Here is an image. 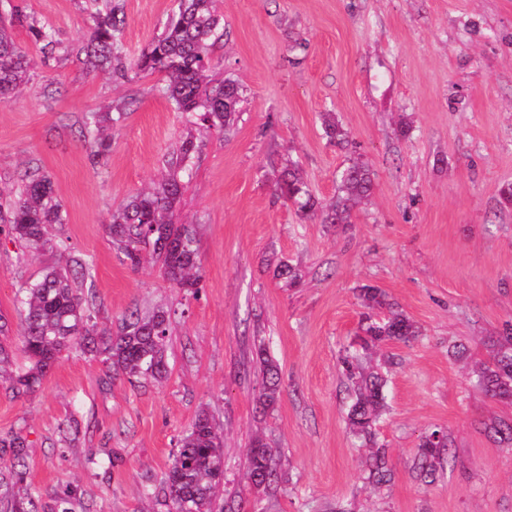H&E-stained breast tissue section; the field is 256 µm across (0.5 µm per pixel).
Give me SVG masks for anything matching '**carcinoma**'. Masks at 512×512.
<instances>
[{
    "label": "carcinoma",
    "mask_w": 512,
    "mask_h": 512,
    "mask_svg": "<svg viewBox=\"0 0 512 512\" xmlns=\"http://www.w3.org/2000/svg\"><path fill=\"white\" fill-rule=\"evenodd\" d=\"M93 26L78 49L91 72L104 71L126 77L129 66L143 73H159L166 79L164 93L177 112L203 130L220 134L229 128L242 103L240 85L229 78L210 79L220 66L212 48L224 39V16L214 7L215 0H174L173 11L164 32L153 38L133 62L122 50L126 25L123 0H84ZM24 29L45 60L57 57L60 41L55 29L24 13L14 0H0V103L14 100L20 87L31 80V62L15 41L16 27ZM125 112L115 107L110 112L90 111L83 115L81 136L89 160L97 164L112 149V136L104 133L106 124L116 126ZM324 133L338 145L349 143L348 133L331 118L324 120ZM204 141L189 137L169 154L168 173L154 186L130 195L112 213L109 231L112 244L132 268L141 263L148 248L161 264L164 276L174 287L196 295L202 281L201 259L196 230L189 224H177L173 217L184 192L180 173L198 154ZM373 185L372 172L354 161L337 177L336 198L323 208L308 190L292 165L283 171L278 194L297 206L306 216L321 212L325 224H347L352 203L367 197ZM68 223L52 178L39 166L29 165L18 176V191L9 203L0 204V224L22 244L17 265L23 266L30 254L54 246L52 227ZM92 265L49 267L41 277L21 285L16 294L23 315L18 333V349L28 365L8 376L4 367L13 356L8 327L0 325V378L6 379L18 394H31L42 385L50 368L65 352H80L97 358L113 374L158 380L166 372L170 311L159 308L148 313L136 310L121 318L117 332L100 328L92 321L90 303L80 293L79 280L92 278ZM360 298L367 312L361 320L360 347L367 351L385 341L408 343L418 336L413 322L392 309L386 294L366 286ZM388 308L384 319L373 318L372 311ZM263 388L259 402L265 409L277 406L281 386L277 366L267 357L260 358ZM354 400L349 412L350 431L369 448L365 459L368 479L376 485L391 481L392 470L385 449L376 446L374 429L386 408L383 376L364 373L359 354L342 358ZM478 384L494 399L512 398V336H500L493 342L491 360L477 374ZM10 455L0 457V512H71L62 497L48 503L35 489L23 493L15 486L26 474L27 445L14 436L3 444ZM449 450L448 435L434 430L419 445L416 469L421 482L436 480L437 463ZM279 450L261 437L253 439L248 452L247 486L264 493L283 482L278 470ZM224 481V448L210 416L202 411L184 433L173 456L161 488L171 502V512H212L211 505Z\"/></svg>",
    "instance_id": "cac0c4a2"
}]
</instances>
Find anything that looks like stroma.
Here are the masks:
<instances>
[{"label": "stroma", "instance_id": "obj_1", "mask_svg": "<svg viewBox=\"0 0 512 512\" xmlns=\"http://www.w3.org/2000/svg\"><path fill=\"white\" fill-rule=\"evenodd\" d=\"M17 2L56 30L63 51L42 62L25 30L15 31L34 72L14 102L0 104V188L40 165L68 222L56 229V248L21 267L17 244L0 235V317L18 332L22 280L75 259L93 265L98 326L117 327L135 309L173 313L162 379L112 376L72 352L33 394L0 384V439L25 438L28 482L70 498L72 512H167L161 483L204 409L224 437L216 512H512V448L490 430L512 422V400L490 399L473 382L493 341L512 329V204L502 197L512 184V0H216L224 16L216 76L237 81L243 103L230 131L206 138L185 179L177 221L197 229L194 296L173 288L153 257L130 269L106 231L194 126L172 109L161 76L86 71L77 49L91 21L81 0ZM172 7L124 0L128 57L162 32ZM120 103L127 116L112 131V151L92 165L81 117ZM327 112L350 148L326 138ZM356 157L374 185L349 223L302 217L274 193L292 162L329 203L337 171ZM281 260L299 270L298 287L276 277ZM365 285L419 330L365 354L387 380L376 441L394 477L381 487L368 483L367 451L348 428L341 363L358 348ZM453 344L463 357L449 356ZM261 347L281 375L272 410L257 400ZM71 419L80 434L69 444L60 431ZM436 428L447 431L452 459L426 485L417 451ZM258 436L280 451L284 489L245 488Z\"/></svg>", "mask_w": 512, "mask_h": 512}]
</instances>
